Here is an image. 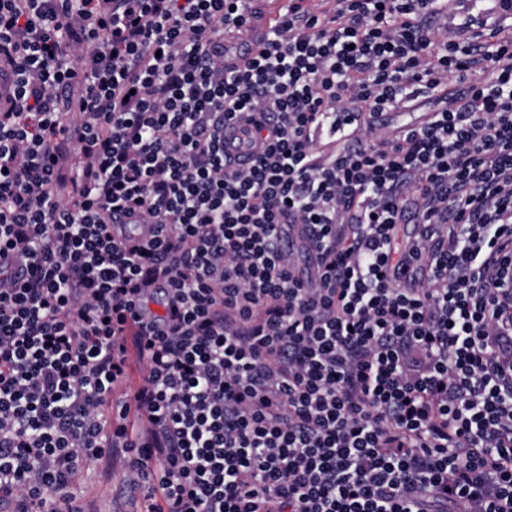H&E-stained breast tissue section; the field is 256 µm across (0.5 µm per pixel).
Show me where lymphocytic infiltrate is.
Returning a JSON list of instances; mask_svg holds the SVG:
<instances>
[{"mask_svg":"<svg viewBox=\"0 0 512 512\" xmlns=\"http://www.w3.org/2000/svg\"><path fill=\"white\" fill-rule=\"evenodd\" d=\"M448 2L288 0L240 59L254 0H0V504L512 512V36ZM259 152L252 138V124L246 114L224 127V155L234 162H251ZM360 120V117H356V120L350 122L344 131H336L335 137L334 135L322 136L319 141L321 150L324 152L337 151L344 145L349 144L356 136L357 124L360 123ZM136 476L128 471L116 468L109 481L104 480L97 464L86 465L79 476L83 500L90 504L95 512H103L108 508H121L130 495L129 481Z\"/></svg>","mask_w":512,"mask_h":512,"instance_id":"obj_1","label":"lymphocytic infiltrate"}]
</instances>
